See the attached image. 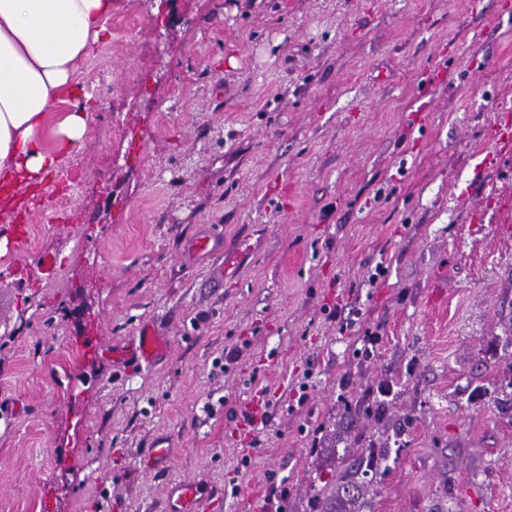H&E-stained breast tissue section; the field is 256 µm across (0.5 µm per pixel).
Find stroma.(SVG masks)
Returning <instances> with one entry per match:
<instances>
[{"mask_svg":"<svg viewBox=\"0 0 512 512\" xmlns=\"http://www.w3.org/2000/svg\"><path fill=\"white\" fill-rule=\"evenodd\" d=\"M508 5L116 0L0 274V512H318L371 446L359 512H512V160L474 169ZM146 325L167 352L114 360ZM178 497L172 512H196L195 505L209 493L197 481H187L177 487Z\"/></svg>","mask_w":512,"mask_h":512,"instance_id":"obj_1","label":"stroma"}]
</instances>
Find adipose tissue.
<instances>
[{
    "instance_id": "ef3b65f1",
    "label": "adipose tissue",
    "mask_w": 512,
    "mask_h": 512,
    "mask_svg": "<svg viewBox=\"0 0 512 512\" xmlns=\"http://www.w3.org/2000/svg\"><path fill=\"white\" fill-rule=\"evenodd\" d=\"M115 0H0V200L34 193L82 146L90 114L76 70L109 35ZM72 109L56 117L55 106Z\"/></svg>"
}]
</instances>
